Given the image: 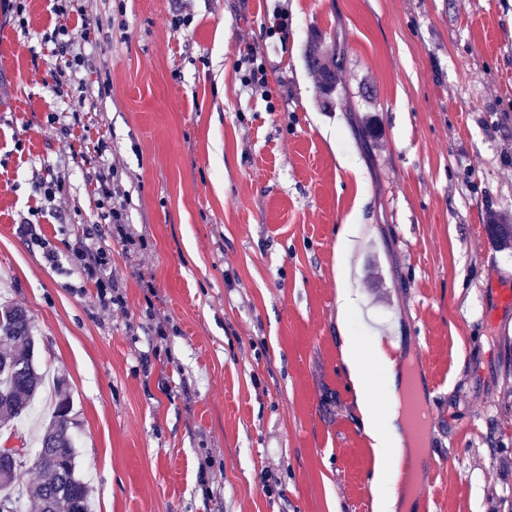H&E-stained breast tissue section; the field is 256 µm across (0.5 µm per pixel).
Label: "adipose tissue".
<instances>
[{
  "label": "adipose tissue",
  "mask_w": 512,
  "mask_h": 512,
  "mask_svg": "<svg viewBox=\"0 0 512 512\" xmlns=\"http://www.w3.org/2000/svg\"><path fill=\"white\" fill-rule=\"evenodd\" d=\"M342 357L353 385L360 412V421L372 446L390 460L388 469L375 473L372 481L374 512H397L402 465L406 452L400 431L401 413L398 403L380 404L377 389L371 377L372 366H389L390 360L382 347L362 353L355 337L342 336Z\"/></svg>",
  "instance_id": "ef3b65f1"
}]
</instances>
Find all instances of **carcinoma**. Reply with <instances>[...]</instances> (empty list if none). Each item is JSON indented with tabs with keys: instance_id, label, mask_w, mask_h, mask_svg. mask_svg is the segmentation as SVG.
Instances as JSON below:
<instances>
[{
	"instance_id": "1",
	"label": "carcinoma",
	"mask_w": 512,
	"mask_h": 512,
	"mask_svg": "<svg viewBox=\"0 0 512 512\" xmlns=\"http://www.w3.org/2000/svg\"><path fill=\"white\" fill-rule=\"evenodd\" d=\"M306 66L319 78L323 98L336 90L335 67L309 43ZM490 241L500 250L512 249V224L493 220L486 225ZM0 335L9 344L0 348V433L14 435L17 424L29 417L45 383V375L36 364V342L29 311L14 305L0 306ZM72 405L61 379L53 386V408L38 442L33 468L42 474L35 487L24 489L19 483L23 457L14 454L0 458V512H16L17 500L27 495L32 512H92L89 484L77 472L76 448L69 418Z\"/></svg>"
}]
</instances>
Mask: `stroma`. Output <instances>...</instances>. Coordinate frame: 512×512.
I'll return each instance as SVG.
<instances>
[{
    "label": "stroma",
    "instance_id": "1",
    "mask_svg": "<svg viewBox=\"0 0 512 512\" xmlns=\"http://www.w3.org/2000/svg\"><path fill=\"white\" fill-rule=\"evenodd\" d=\"M12 3L0 305L29 309L39 368L68 384L95 512H374L344 330L430 411L399 512H512V330L486 300L512 289V250L485 230L512 219V0ZM55 30L84 67L61 70ZM109 166L125 243L100 218ZM81 248L120 303L100 306ZM315 41H311L305 51L304 59L306 66L313 73L317 74L319 78L320 90L323 95L324 105H328L327 99L335 92L336 90V61L334 60V64L331 67L323 55L319 53L318 47L315 45ZM336 282L338 318L342 320L355 304L354 291L349 282L346 270L343 267H338Z\"/></svg>",
    "mask_w": 512,
    "mask_h": 512
}]
</instances>
